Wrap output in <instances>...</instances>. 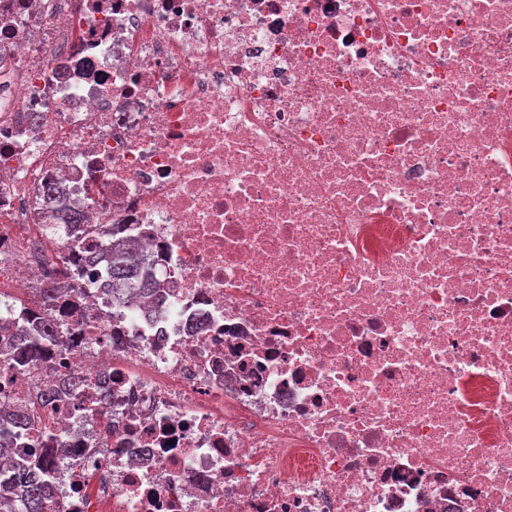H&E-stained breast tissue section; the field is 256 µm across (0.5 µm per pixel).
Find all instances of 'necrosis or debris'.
I'll use <instances>...</instances> for the list:
<instances>
[{"label":"necrosis or debris","instance_id":"necrosis-or-debris-1","mask_svg":"<svg viewBox=\"0 0 512 512\" xmlns=\"http://www.w3.org/2000/svg\"><path fill=\"white\" fill-rule=\"evenodd\" d=\"M0 48V320L66 313L0 362L41 414L0 481L512 512V0H0ZM120 241L153 294L113 296ZM39 316L40 313H32V317ZM39 318V319H37ZM37 321L32 328L16 330L8 335L2 334L0 330V355L4 358H11L19 362L36 360L41 357L43 345L48 340H54L60 335V322L46 317H35ZM5 341L9 349L2 350V343Z\"/></svg>","mask_w":512,"mask_h":512}]
</instances>
